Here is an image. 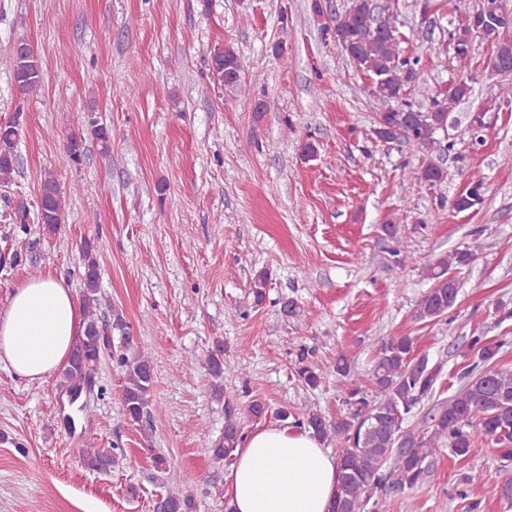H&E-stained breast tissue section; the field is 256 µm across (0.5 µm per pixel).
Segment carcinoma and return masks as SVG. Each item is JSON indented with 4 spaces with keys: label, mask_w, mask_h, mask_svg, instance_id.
<instances>
[{
    "label": "carcinoma",
    "mask_w": 512,
    "mask_h": 512,
    "mask_svg": "<svg viewBox=\"0 0 512 512\" xmlns=\"http://www.w3.org/2000/svg\"><path fill=\"white\" fill-rule=\"evenodd\" d=\"M495 0H484L474 12L458 19L449 31L448 40L469 34L473 24L485 19L486 40L493 44L491 58L512 72V16L495 14ZM372 0H350L345 10L323 26L350 60L372 80L369 96L376 116L386 128L375 132L380 141L402 139L412 149L432 155L442 150L436 135L441 123L448 122L446 113L458 102L470 96L468 81L459 79L448 88L443 100H433L426 111L415 108L406 100L415 81L420 58L401 56L395 30L388 18L374 12ZM8 63L13 79L23 92L38 87L43 71L35 47L31 44L12 54ZM241 57L230 47L212 59V75L224 80V73L243 71ZM398 102L397 111L388 112L384 105ZM17 126L6 124L0 129V180L10 179L16 166L15 146ZM416 178L432 185L443 180V169L434 161L416 171ZM42 208L37 211V223L49 234L58 231L62 196L55 178L48 174L41 180ZM484 194L483 184H472L452 201L458 212L479 204ZM94 248L87 242L83 249V306L86 324L82 335L74 342L71 355L62 370L66 388L79 394L96 373L106 355L123 373L122 403L124 414L134 422L148 417L150 392L154 380L153 362L148 353L139 351L129 357L115 349L114 336L125 344L128 324L119 314L104 325L99 324L98 265ZM476 256L473 250L441 253L425 265V277L431 282L415 308V318L431 322L446 316L455 306L459 295L458 281L448 280L449 271L470 264ZM470 347L477 360L462 368V385L448 400L435 403L422 416V426L406 429L405 421L420 412L432 399L441 366L413 355V340L399 336L384 344L373 369L363 379L350 381L346 397L347 412L328 423L318 413L305 408L297 412L279 411V417L294 419V424L312 430L322 440L334 437L343 440L339 453L340 467L336 497L332 512H361L377 492L389 489H411L428 474L427 459L435 443L446 439L448 448L459 457L469 454L478 439L498 447L500 458L512 461V370L495 366L501 344L485 336L470 337ZM376 399L368 400V391ZM242 438L237 419L227 417L224 440L212 449L217 461H231ZM85 461L96 468L112 464V453L89 448ZM191 497L168 491L156 503V512H193Z\"/></svg>",
    "instance_id": "1"
}]
</instances>
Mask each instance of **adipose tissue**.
I'll use <instances>...</instances> for the list:
<instances>
[{"label":"adipose tissue","mask_w":512,"mask_h":512,"mask_svg":"<svg viewBox=\"0 0 512 512\" xmlns=\"http://www.w3.org/2000/svg\"><path fill=\"white\" fill-rule=\"evenodd\" d=\"M70 288L39 277L15 288L0 314V365L29 382L66 362L82 329ZM227 490L232 512H331L339 460L308 430L273 424L237 445Z\"/></svg>","instance_id":"obj_1"}]
</instances>
